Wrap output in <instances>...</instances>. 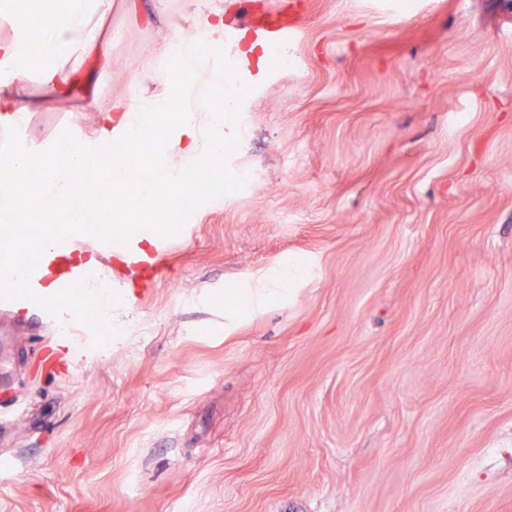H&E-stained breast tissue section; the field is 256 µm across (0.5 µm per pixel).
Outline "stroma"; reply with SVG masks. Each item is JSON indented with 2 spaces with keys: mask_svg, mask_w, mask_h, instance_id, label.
Returning <instances> with one entry per match:
<instances>
[{
  "mask_svg": "<svg viewBox=\"0 0 512 512\" xmlns=\"http://www.w3.org/2000/svg\"><path fill=\"white\" fill-rule=\"evenodd\" d=\"M112 24L105 96L167 50ZM292 47L236 73L259 180L211 161L122 335L0 345V512H512V0H309Z\"/></svg>",
  "mask_w": 512,
  "mask_h": 512,
  "instance_id": "35a3bbf8",
  "label": "stroma"
}]
</instances>
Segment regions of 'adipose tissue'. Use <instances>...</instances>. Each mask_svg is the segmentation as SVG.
I'll return each mask as SVG.
<instances>
[{
    "instance_id": "adipose-tissue-1",
    "label": "adipose tissue",
    "mask_w": 512,
    "mask_h": 512,
    "mask_svg": "<svg viewBox=\"0 0 512 512\" xmlns=\"http://www.w3.org/2000/svg\"><path fill=\"white\" fill-rule=\"evenodd\" d=\"M123 6L133 24L163 20L166 31L189 30L197 41L166 55L162 71L141 67L130 77L136 97L99 99L100 80L112 70L115 32L112 14ZM0 120L31 116L59 107L73 114L95 113L96 139H71L65 162L52 143L0 151V214L13 218L0 266L21 276L17 258L32 238L52 242L50 219L39 201L49 196L69 228L97 237L102 230L123 234L132 215L153 224L173 209L187 189L186 174L204 165L224 141L223 80L212 82L208 105L187 104L197 71L224 52L222 0H183L172 14L168 0H0ZM152 127L155 140L143 150L138 133ZM125 129L119 150H109L113 129Z\"/></svg>"
}]
</instances>
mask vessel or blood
I'll return each mask as SVG.
<instances>
[{
    "label": "vessel or blood",
    "mask_w": 512,
    "mask_h": 512,
    "mask_svg": "<svg viewBox=\"0 0 512 512\" xmlns=\"http://www.w3.org/2000/svg\"><path fill=\"white\" fill-rule=\"evenodd\" d=\"M243 30L271 47L291 41L299 32L305 12V0H273L270 8L255 13L250 0L241 3ZM86 242L74 235L58 237L51 248H41L36 263L28 265L23 283L0 287V309L15 308L25 312L22 329L35 331L43 323L45 312L55 302L67 298L70 289L81 286L95 276L94 268L77 263L75 256L86 249ZM100 258L118 257L113 266L115 276L124 278L129 287L127 301L145 299L155 284L172 270L171 244L166 238H156L150 250L129 237L102 236L95 244Z\"/></svg>",
    "instance_id": "vessel-or-blood-1"
}]
</instances>
